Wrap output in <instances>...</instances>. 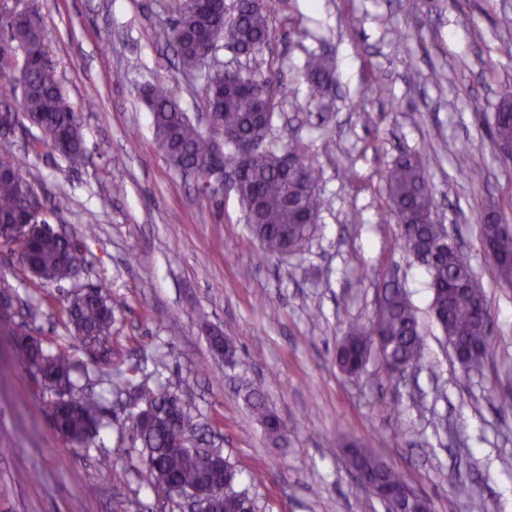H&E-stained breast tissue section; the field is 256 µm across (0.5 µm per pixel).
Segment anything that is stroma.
Wrapping results in <instances>:
<instances>
[{
  "label": "stroma",
  "mask_w": 512,
  "mask_h": 512,
  "mask_svg": "<svg viewBox=\"0 0 512 512\" xmlns=\"http://www.w3.org/2000/svg\"><path fill=\"white\" fill-rule=\"evenodd\" d=\"M181 0H8L41 15L45 45L78 115L88 155L71 169L39 129L0 139L37 190L64 197L56 230L98 228L75 281L61 289L14 275L0 252V512H183V500L141 483L140 448L104 429L94 445L66 443L13 332L20 309L45 347L71 343L58 295L105 280L119 310L112 346L150 387L186 394L213 447L241 471L260 512H386L362 490L337 439L360 440L401 471L434 512H512V289L485 253L490 210L512 223V162L491 130L512 100V0H273L274 39L257 57L219 47L216 59L277 72L293 92L277 96L265 146L297 142L319 171L318 229L297 254L263 259L238 196L199 194L158 149L141 100L148 82L174 89L205 123L204 83L183 75L163 32ZM112 31L103 45L100 29ZM331 57V88L311 98L307 60ZM124 80L116 84L113 72ZM96 85V96L85 89ZM371 123H364L363 113ZM484 171L471 182L460 154ZM402 154L419 155L438 222L462 246L492 315L481 370L454 358L430 310L422 266L401 246L384 176ZM397 274L424 341L421 365L388 378L379 354L358 376L342 373L336 342L369 324L383 278ZM219 331L232 362L210 350ZM261 389L286 424L270 440L245 397ZM123 473L114 480L113 470ZM468 485L460 496L458 485Z\"/></svg>",
  "instance_id": "1"
}]
</instances>
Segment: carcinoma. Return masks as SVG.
I'll use <instances>...</instances> for the list:
<instances>
[{"instance_id":"1","label":"carcinoma","mask_w":512,"mask_h":512,"mask_svg":"<svg viewBox=\"0 0 512 512\" xmlns=\"http://www.w3.org/2000/svg\"><path fill=\"white\" fill-rule=\"evenodd\" d=\"M235 17L226 16L224 0H182L177 17L164 39L176 49L179 68L188 75L202 72L215 43L223 40L258 53L271 41L269 25L272 0H234ZM306 79L312 96L322 94L333 81L329 57H314ZM282 85L280 76L249 71L226 73L210 70L204 91L213 121L208 131L200 129L179 104L175 93L160 84L143 89V101L152 114V126L159 149L177 170L195 177L204 195L216 191L205 186V175L217 153L224 162H237L240 170L238 196L244 205L247 224L259 242L264 257L288 255L301 250L313 237L323 205L318 172L295 144L269 148L233 158V151L218 150L221 141L271 126L276 106L273 86ZM22 91H17V87ZM39 128L45 143L57 151L69 166L85 164L86 149L76 112L68 102L55 69L46 54L41 19L35 13L0 7V138L7 140L18 127V114ZM495 140H512V102L504 101L492 128ZM457 173L472 182L483 172L467 158L458 160ZM385 191L397 218L404 249L425 267L432 290L434 317L448 344L457 352L458 362L469 368L482 367L490 347L489 329L477 315L485 303L483 292L467 287L474 270L468 256L453 245L439 243L440 227L429 222L435 207L433 185L416 155H401L385 176ZM65 199L41 194L22 174L21 165L10 156H0V247L18 251L20 272L29 274L46 288H59L70 280L83 252L73 239L53 230L25 233L27 224H45L63 208ZM505 225L491 211L480 224L484 243L497 249V276L512 283V250L502 249ZM116 304L110 285L101 281L89 291L68 294L63 299L73 345L69 349H46L32 342L27 322L16 335L27 370L37 381L42 402L59 436L72 444L91 442L106 426L107 408L102 393H91L78 383V366L72 350L96 341L105 354L103 382L113 403L129 421L128 437L142 448L143 483L167 488H187L198 483L217 462L205 453L172 451L198 429L187 400L168 388L150 390L148 377L137 382L127 376L137 368L112 367V322ZM378 332L381 344L372 332ZM423 338L416 310L407 295L393 281L382 282L371 327H352L336 343L340 370L356 376L365 368L373 350H378L384 368L395 374L400 368L417 364L422 357ZM247 402L262 423L267 436L279 438L286 426L272 413L263 393L255 390ZM354 469L366 476L371 486L382 490L407 483L363 445L344 444ZM240 471L224 459V504H235L240 512H257L247 490L239 488Z\"/></svg>"}]
</instances>
